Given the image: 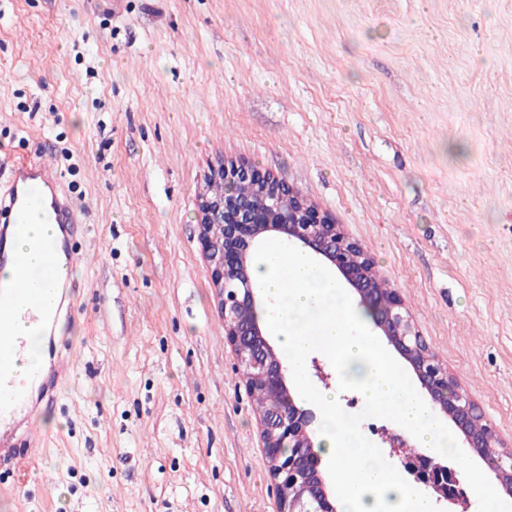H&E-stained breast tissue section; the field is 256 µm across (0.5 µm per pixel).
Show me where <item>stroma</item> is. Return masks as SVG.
Segmentation results:
<instances>
[{"instance_id": "1", "label": "stroma", "mask_w": 512, "mask_h": 512, "mask_svg": "<svg viewBox=\"0 0 512 512\" xmlns=\"http://www.w3.org/2000/svg\"><path fill=\"white\" fill-rule=\"evenodd\" d=\"M44 154L82 292L28 512H278L199 241L222 159L342 224L512 448V0H0V189Z\"/></svg>"}]
</instances>
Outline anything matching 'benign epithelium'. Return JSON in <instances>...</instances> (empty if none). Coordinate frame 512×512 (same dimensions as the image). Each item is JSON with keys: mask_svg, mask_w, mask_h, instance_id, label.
<instances>
[{"mask_svg": "<svg viewBox=\"0 0 512 512\" xmlns=\"http://www.w3.org/2000/svg\"><path fill=\"white\" fill-rule=\"evenodd\" d=\"M216 181L224 182V194H212ZM240 184L250 186L252 195L238 196L235 187ZM198 228L224 318V338L243 367L247 387H260L269 398L259 423L279 512H338V508L316 450V416L296 404L288 368L257 313L262 299L254 282L252 252L267 239L305 248L338 273L371 310L375 327L409 364L430 398V410L448 417L469 448L479 453L497 439L495 431L482 423L477 404L436 360L398 293L379 287L372 258L299 191L248 163H220L198 194ZM405 467L437 501L456 496L460 481L454 469L423 453L407 456ZM491 471L511 497L512 448L501 453Z\"/></svg>", "mask_w": 512, "mask_h": 512, "instance_id": "7a95c632", "label": "benign epithelium"}]
</instances>
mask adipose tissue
Segmentation results:
<instances>
[{
    "mask_svg": "<svg viewBox=\"0 0 512 512\" xmlns=\"http://www.w3.org/2000/svg\"><path fill=\"white\" fill-rule=\"evenodd\" d=\"M321 445L333 460L336 480L343 487L338 512H432L428 497L403 485L380 457L364 443L336 410V395L324 393Z\"/></svg>",
    "mask_w": 512,
    "mask_h": 512,
    "instance_id": "ef3b65f1",
    "label": "adipose tissue"
}]
</instances>
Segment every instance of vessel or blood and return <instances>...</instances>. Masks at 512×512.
<instances>
[{
	"instance_id": "obj_1",
	"label": "vessel or blood",
	"mask_w": 512,
	"mask_h": 512,
	"mask_svg": "<svg viewBox=\"0 0 512 512\" xmlns=\"http://www.w3.org/2000/svg\"><path fill=\"white\" fill-rule=\"evenodd\" d=\"M33 210L46 213L62 237L73 234L78 222L75 207L60 190L55 172L40 159H22L11 171L7 190L0 192V266L10 265L20 272L12 284L0 288V463L15 459V435L35 401L55 399L51 378H64L72 368L70 359L57 355L49 372H34L29 382H17L10 371L26 350L25 339L13 335V327L38 322L46 328L51 325L45 312L53 284L48 278L25 273L27 259L13 247L23 216Z\"/></svg>"
}]
</instances>
